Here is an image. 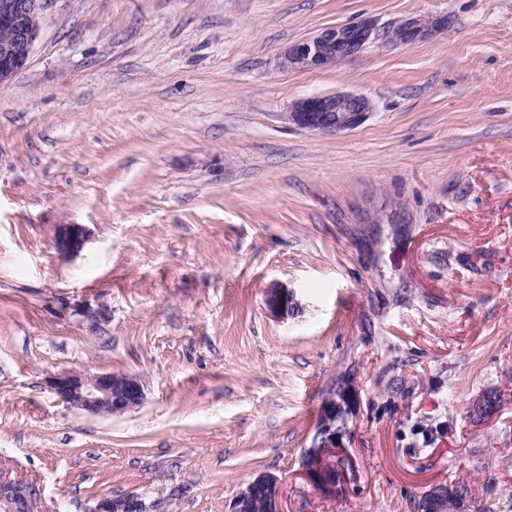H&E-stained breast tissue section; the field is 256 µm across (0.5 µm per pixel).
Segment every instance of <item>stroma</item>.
Returning a JSON list of instances; mask_svg holds the SVG:
<instances>
[{
    "label": "stroma",
    "instance_id": "1",
    "mask_svg": "<svg viewBox=\"0 0 512 512\" xmlns=\"http://www.w3.org/2000/svg\"><path fill=\"white\" fill-rule=\"evenodd\" d=\"M416 16L448 27L278 65ZM334 92L373 110L329 136L283 119ZM67 370L144 399L84 413L47 386ZM348 372L360 476L333 498L300 461ZM489 389L498 415L470 420ZM262 473L283 512H415L461 480L472 512H512V0H53L0 86V482L32 512H229ZM379 36L371 21L328 28L286 47L279 65L288 70L334 67L360 54ZM85 238V229L79 224H64L56 234V246L62 254L78 251ZM265 302L270 311L277 315H288L297 305L293 293L277 284L266 289ZM157 502L146 504L141 496L128 497L118 500H105L99 507V512H144L151 507H157Z\"/></svg>",
    "mask_w": 512,
    "mask_h": 512
}]
</instances>
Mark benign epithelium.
<instances>
[{"label": "benign epithelium", "mask_w": 512, "mask_h": 512, "mask_svg": "<svg viewBox=\"0 0 512 512\" xmlns=\"http://www.w3.org/2000/svg\"><path fill=\"white\" fill-rule=\"evenodd\" d=\"M53 0H0V28L8 31L0 42V85L7 84L28 63L37 39L43 12ZM448 24L444 17L410 18L384 33L386 41L411 46ZM379 34L370 21L328 28L320 34L286 47L280 54L284 69L334 67L367 48ZM371 100L361 94L330 93L295 101L285 113L288 124L300 129L331 135L360 125L371 113ZM85 229L65 224L56 234L59 252L79 250ZM271 312L286 315L297 302L293 293L277 284L265 291ZM49 389L60 399L93 415L122 413L139 406L143 388L134 377L123 373H85L68 371L49 377ZM359 406L354 377L344 374L322 401L312 442L301 458V471L323 495L336 496L359 476L356 461L349 451ZM499 410L496 397L485 392L468 406V417L478 421L493 418ZM468 495L457 484L438 483L419 496L417 512H448L453 504L462 512ZM157 503H146L140 496L105 500L99 512H146ZM282 512L280 480L262 474L235 496L230 512Z\"/></svg>", "instance_id": "obj_1"}]
</instances>
